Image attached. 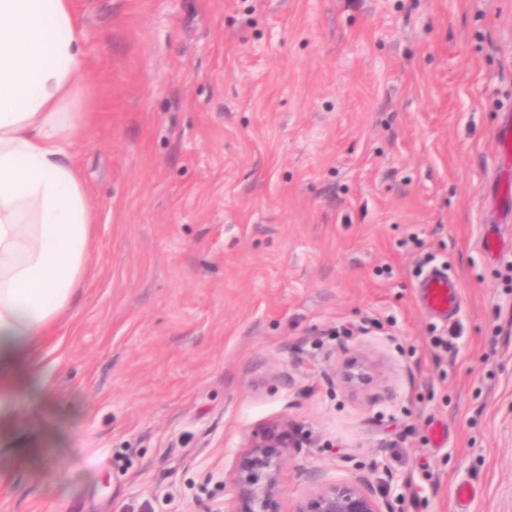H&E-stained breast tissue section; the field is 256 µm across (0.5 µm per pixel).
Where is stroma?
Segmentation results:
<instances>
[{"mask_svg":"<svg viewBox=\"0 0 512 512\" xmlns=\"http://www.w3.org/2000/svg\"><path fill=\"white\" fill-rule=\"evenodd\" d=\"M74 3L93 260L0 426V512H231L278 420L285 512L354 479L512 512V0ZM442 264L451 323L417 292ZM376 370V363L366 357L342 365L340 381L348 388L354 389L364 384Z\"/></svg>","mask_w":512,"mask_h":512,"instance_id":"obj_1","label":"stroma"}]
</instances>
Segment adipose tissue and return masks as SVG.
<instances>
[{
    "label": "adipose tissue",
    "mask_w": 512,
    "mask_h": 512,
    "mask_svg": "<svg viewBox=\"0 0 512 512\" xmlns=\"http://www.w3.org/2000/svg\"><path fill=\"white\" fill-rule=\"evenodd\" d=\"M72 0H0V393L58 324L92 257L97 212L67 156L90 115Z\"/></svg>",
    "instance_id": "ef3b65f1"
}]
</instances>
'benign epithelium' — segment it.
<instances>
[{"instance_id": "benign-epithelium-1", "label": "benign epithelium", "mask_w": 512, "mask_h": 512, "mask_svg": "<svg viewBox=\"0 0 512 512\" xmlns=\"http://www.w3.org/2000/svg\"><path fill=\"white\" fill-rule=\"evenodd\" d=\"M376 370L366 357L342 365L340 381L354 389L364 384ZM290 447L288 425L273 422L249 440L248 449L235 461L232 492L236 508L232 512H284L279 487V466ZM294 512H382L371 488L354 480L321 484Z\"/></svg>"}]
</instances>
